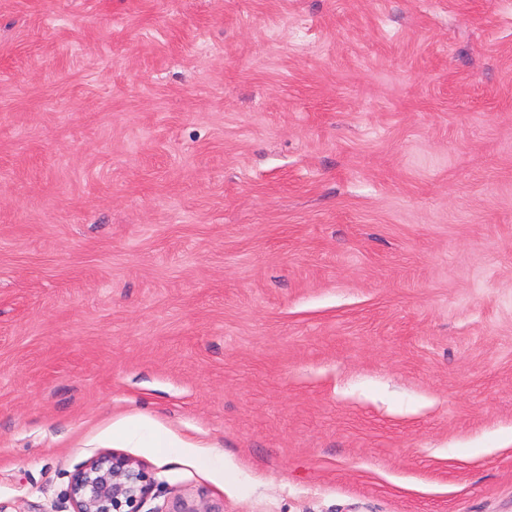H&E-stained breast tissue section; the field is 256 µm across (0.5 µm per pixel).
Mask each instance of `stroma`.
<instances>
[{
    "mask_svg": "<svg viewBox=\"0 0 512 512\" xmlns=\"http://www.w3.org/2000/svg\"><path fill=\"white\" fill-rule=\"evenodd\" d=\"M112 452L512 512V0H0V505Z\"/></svg>",
    "mask_w": 512,
    "mask_h": 512,
    "instance_id": "1",
    "label": "stroma"
}]
</instances>
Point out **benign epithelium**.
I'll use <instances>...</instances> for the list:
<instances>
[{
  "mask_svg": "<svg viewBox=\"0 0 512 512\" xmlns=\"http://www.w3.org/2000/svg\"><path fill=\"white\" fill-rule=\"evenodd\" d=\"M150 490L151 480L139 464L112 453L74 474L69 499L73 512H141Z\"/></svg>",
  "mask_w": 512,
  "mask_h": 512,
  "instance_id": "benign-epithelium-1",
  "label": "benign epithelium"
}]
</instances>
